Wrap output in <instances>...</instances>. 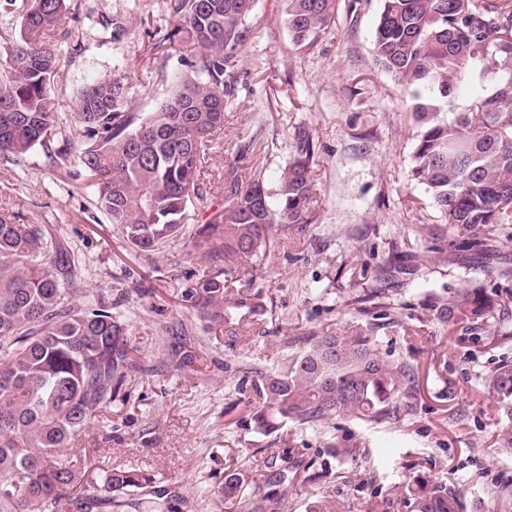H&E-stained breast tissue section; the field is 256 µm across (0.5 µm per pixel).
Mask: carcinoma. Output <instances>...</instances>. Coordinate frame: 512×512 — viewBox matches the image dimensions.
Segmentation results:
<instances>
[{
    "instance_id": "cac0c4a2",
    "label": "carcinoma",
    "mask_w": 512,
    "mask_h": 512,
    "mask_svg": "<svg viewBox=\"0 0 512 512\" xmlns=\"http://www.w3.org/2000/svg\"><path fill=\"white\" fill-rule=\"evenodd\" d=\"M67 0H31L17 39L4 47L0 71V159L22 166L29 151L56 128L51 81L63 50L55 32ZM337 0H288L285 24L300 46L314 42L334 16ZM191 40L186 69L168 97L145 116L132 111L130 86L102 78L79 93L74 118L85 141L73 159L129 245L152 252L176 240L207 190L199 181L209 143L224 127L230 88L224 79L246 37L255 0H169ZM379 66L414 88L420 135L412 178L432 195L446 224L471 235L512 224V0H383L374 35ZM480 70L493 82L485 93L470 84ZM470 105L452 120L442 107L462 87ZM314 143L298 131L276 189L256 171L243 182L230 171L224 201L202 221L194 248L212 263L251 258L274 224L310 218ZM74 261L35 224L0 219V512H118L124 495L145 490L151 475L102 470L100 487L79 489L80 472L64 451L89 432L98 413L120 397L142 370L125 323L103 296L73 301ZM222 274L185 296L203 318L231 322ZM509 299L482 288H460L436 307L441 323L481 330ZM366 323L297 337L301 347L280 367L252 368L259 401L249 408L258 431L288 424L320 430L333 418L402 425L418 410L419 375L405 360L380 351L377 332L396 321L386 311L361 310ZM502 420L512 422V364L485 378ZM360 437L330 443L325 454L351 458ZM328 467L303 477L277 470L264 481L240 466L224 469L220 494L235 512H279L288 488L316 484ZM411 512H464L458 496L416 480ZM187 500L169 491L149 512H183Z\"/></svg>"
}]
</instances>
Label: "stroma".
Masks as SVG:
<instances>
[{
	"label": "stroma",
	"instance_id": "stroma-1",
	"mask_svg": "<svg viewBox=\"0 0 512 512\" xmlns=\"http://www.w3.org/2000/svg\"><path fill=\"white\" fill-rule=\"evenodd\" d=\"M382 0H338L336 16L310 46L295 45L284 22L287 0H256L248 34L235 52L234 90L200 180L209 199L224 198V175L259 170L275 188L306 129L315 144L311 218L277 224L266 244L229 277L227 295L261 289L258 307L235 310L231 324L207 329L182 297L214 266L192 246L196 221L162 250L131 251L121 225L97 207L66 144L83 139L73 103L82 87L125 76L136 112L153 111L183 68L187 46L158 45L177 24L168 0H68L62 66L52 86L62 126L34 146L24 167L0 160V217L35 224L77 261L74 285L113 302L128 338L147 366L125 399L83 435L74 454L84 478L101 469L134 468L174 486L186 512H226L213 495L228 464L267 475L289 465L323 463L332 438L362 433L356 457L332 465L321 483L289 490L281 512H307L315 500L329 512H410L416 475L464 495L468 512H512V452L499 441L504 424L485 375L512 361V309L488 317L479 334L442 325L436 298L464 285L501 299L512 277V224L472 249L469 234L445 224L432 196L411 177L420 131L411 91L384 72L373 54ZM123 33L111 38V24ZM253 145L244 153L245 145ZM397 264L387 302L396 327L379 347L420 368L419 409L398 428H361L344 419L325 431L287 426L258 432L244 404L256 397L254 366H279L293 337L336 330L361 315L356 293L375 287L379 269ZM417 335H405L407 327ZM196 356L175 371L172 352Z\"/></svg>",
	"mask_w": 512,
	"mask_h": 512
}]
</instances>
